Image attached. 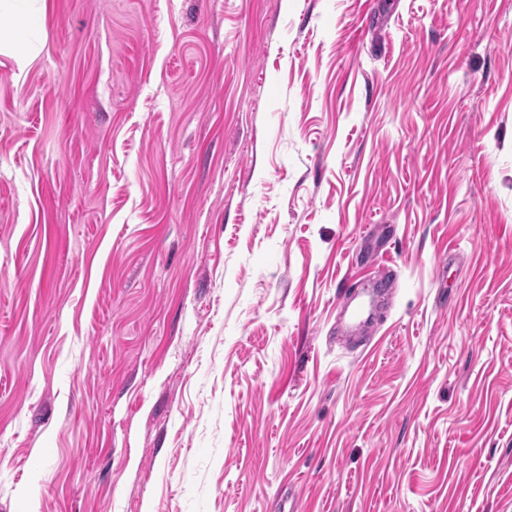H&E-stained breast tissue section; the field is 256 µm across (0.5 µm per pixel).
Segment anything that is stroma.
Masks as SVG:
<instances>
[{
	"label": "stroma",
	"instance_id": "1",
	"mask_svg": "<svg viewBox=\"0 0 512 512\" xmlns=\"http://www.w3.org/2000/svg\"><path fill=\"white\" fill-rule=\"evenodd\" d=\"M510 33L46 0L0 54V512H512ZM42 7L31 8L18 14L15 18V26L12 29L0 27V49L5 51L14 61L17 72L15 76L20 78L29 68L33 58L39 52L32 38L26 39L22 32L32 36L42 25Z\"/></svg>",
	"mask_w": 512,
	"mask_h": 512
}]
</instances>
